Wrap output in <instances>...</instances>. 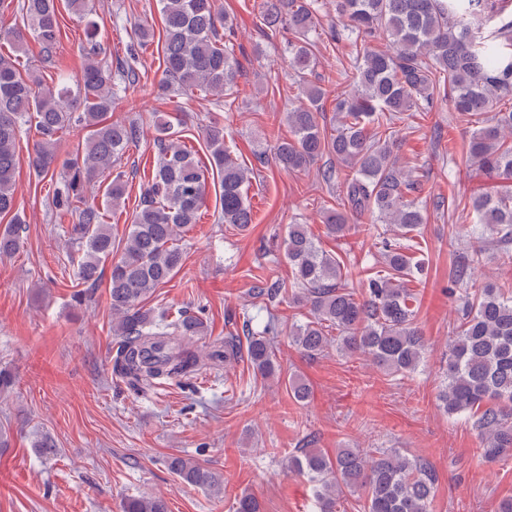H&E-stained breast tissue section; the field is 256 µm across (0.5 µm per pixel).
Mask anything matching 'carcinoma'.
I'll use <instances>...</instances> for the list:
<instances>
[{
  "mask_svg": "<svg viewBox=\"0 0 512 512\" xmlns=\"http://www.w3.org/2000/svg\"><path fill=\"white\" fill-rule=\"evenodd\" d=\"M163 13L162 92L200 91L222 95L236 87L240 63L232 48L233 22L216 0H160ZM339 28L334 40L356 41L386 35L389 49H367L354 59L353 85L336 96L334 112L340 129L327 135L318 121L326 89L310 80L315 72L316 30L311 0H265L263 18L274 29H286L290 68L304 102L286 112L294 139L274 147L275 160L289 170L306 168L329 155L338 167L322 172L328 184L343 185L337 208L324 213L327 233L341 238L364 220L390 226L393 236L378 234L383 269L368 277L357 293L345 282L344 260L322 250L305 224L288 225L285 257L292 272L293 302L308 310L306 321L290 327L294 345L315 358L336 348L346 356H362L392 376L415 372L429 344L415 321V295L408 282L416 270L415 232L426 217L409 195L421 191L399 156L392 125L407 112H450L480 117L472 132L469 158L500 180L495 195L472 201V223L495 235L498 245H512V0H334ZM87 19L85 64L76 90L48 85L24 66L16 54L0 52V215L16 206V141L22 125L35 120L40 139L31 165L40 175L54 171L60 134L70 125L89 130L88 139L72 153L57 181L50 208L75 221L64 230L77 250L71 256L80 284L96 287L110 268L108 290L112 335L117 339L112 375L137 395H147L173 382L189 380L209 367L241 355L237 336L224 338V349L203 356L193 349L207 333V321L186 310L157 315L145 307L156 288L181 269L184 252L177 241L196 224L210 172L220 178L219 219L241 231L253 224L248 188L253 170L233 157L224 127L205 130L211 168L173 133L171 121L155 120L158 164L128 231L120 240L106 224L103 208L85 198V189L116 166L137 142V122L110 121L115 83L112 70L99 59L97 25L89 19L88 0H19L17 11L33 30L45 57L60 39L59 5ZM0 46L21 51L22 28L2 27ZM125 174L117 171L104 188L105 204L120 206L126 192ZM21 221L0 225V256L15 254L22 245ZM449 294L457 306L455 336L448 344V370L438 395L439 408L450 416L467 413L481 440V456L489 463L512 457V292L503 285L474 281V267L457 266ZM336 330L332 336L329 330ZM275 319L259 334L247 336L253 372L281 380ZM288 393L298 403L311 397L309 386L288 377ZM32 448L50 456L52 438L35 433ZM168 469L182 482L215 495L224 477L195 458L169 456ZM285 470L297 471L315 483L317 512H337L345 493L363 490L365 512H429L438 481L434 465L418 456L379 448H340L332 456L319 448L290 455ZM123 512H167L159 496L132 497Z\"/></svg>",
  "mask_w": 512,
  "mask_h": 512,
  "instance_id": "1",
  "label": "carcinoma"
}]
</instances>
